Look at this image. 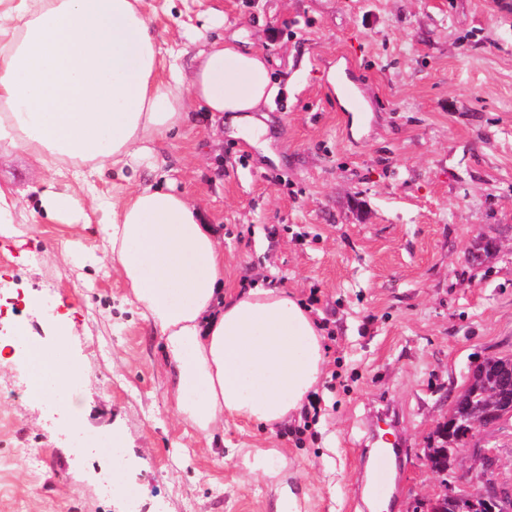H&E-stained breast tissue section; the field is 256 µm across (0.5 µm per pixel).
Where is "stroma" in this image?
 Listing matches in <instances>:
<instances>
[{
    "instance_id": "35a3bbf8",
    "label": "stroma",
    "mask_w": 512,
    "mask_h": 512,
    "mask_svg": "<svg viewBox=\"0 0 512 512\" xmlns=\"http://www.w3.org/2000/svg\"><path fill=\"white\" fill-rule=\"evenodd\" d=\"M148 24L191 57L216 34L268 53L279 93L259 118L266 149L228 116L155 146L156 169L104 166L95 185L174 180L224 243V293L256 276L294 293L321 323L326 369L304 434L227 422L208 442L167 401L160 336L91 253L95 227L50 223L32 187L42 168L15 152L0 182L22 193L23 248L0 238V284L66 301L73 325L41 309L0 314V337L68 355L87 435L122 437L123 474L140 512H276L243 464L282 452L311 512H383L367 492L369 426L380 397L403 414L393 512H414L457 471L422 461L471 366L512 356V0H146ZM356 83L364 117L328 90L329 69ZM26 364L0 372V512H125L101 493L106 454L73 448L39 399L17 392Z\"/></svg>"
}]
</instances>
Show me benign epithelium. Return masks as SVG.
I'll return each instance as SVG.
<instances>
[{
  "label": "benign epithelium",
  "mask_w": 512,
  "mask_h": 512,
  "mask_svg": "<svg viewBox=\"0 0 512 512\" xmlns=\"http://www.w3.org/2000/svg\"><path fill=\"white\" fill-rule=\"evenodd\" d=\"M509 362L511 366L502 371V383L494 391L495 409L474 423L459 440L455 456L459 457L463 451L470 450L485 466L495 462L496 449L489 445L484 434L512 419V389L508 386V379L512 377V358ZM441 500L453 501L456 512H473L480 506L486 508L488 512H512V487L505 488L482 475L459 488L444 483L442 489L436 491L426 501L423 512H432V506Z\"/></svg>",
  "instance_id": "7a95c632"
}]
</instances>
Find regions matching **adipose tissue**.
Listing matches in <instances>:
<instances>
[{
	"label": "adipose tissue",
	"instance_id": "ef3b65f1",
	"mask_svg": "<svg viewBox=\"0 0 512 512\" xmlns=\"http://www.w3.org/2000/svg\"><path fill=\"white\" fill-rule=\"evenodd\" d=\"M144 2L0 0V162L20 151L46 171L38 200L51 222L72 228L84 212L66 177L87 182L108 161L151 163L152 143L195 110L233 114L253 144L267 133L256 114L279 87L264 51L221 37L185 68L152 34ZM93 208L104 258L161 335L178 420L212 439L228 417L272 431L299 416L325 364L310 308L268 281L225 296L224 246L172 187L138 183ZM29 363L35 393L80 409L82 367L39 345ZM277 455L254 448L244 461L273 484L279 512H305Z\"/></svg>",
	"mask_w": 512,
	"mask_h": 512
}]
</instances>
